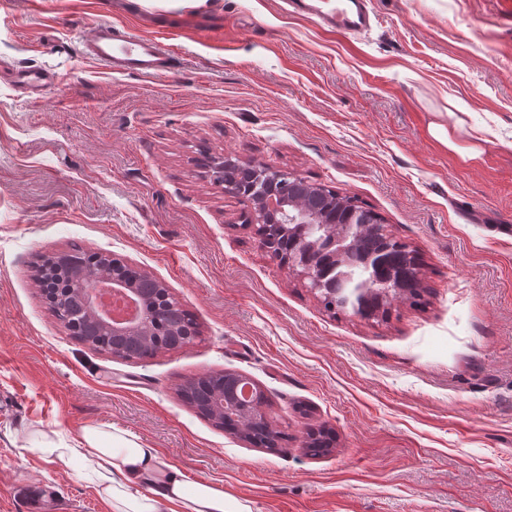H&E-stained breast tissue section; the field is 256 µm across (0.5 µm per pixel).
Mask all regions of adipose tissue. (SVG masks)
I'll list each match as a JSON object with an SVG mask.
<instances>
[{"label": "adipose tissue", "mask_w": 512, "mask_h": 512, "mask_svg": "<svg viewBox=\"0 0 512 512\" xmlns=\"http://www.w3.org/2000/svg\"><path fill=\"white\" fill-rule=\"evenodd\" d=\"M73 453L97 476L112 512H252L209 482L188 483L157 449L111 424L84 427Z\"/></svg>", "instance_id": "obj_1"}]
</instances>
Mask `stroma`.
Instances as JSON below:
<instances>
[{
  "instance_id": "35a3bbf8",
  "label": "stroma",
  "mask_w": 512,
  "mask_h": 512,
  "mask_svg": "<svg viewBox=\"0 0 512 512\" xmlns=\"http://www.w3.org/2000/svg\"><path fill=\"white\" fill-rule=\"evenodd\" d=\"M111 2L0 0V512H109L78 457L39 450L102 424L252 512H512V0H373L356 36L284 0L138 20ZM103 20L168 45L170 71L84 58ZM18 68L60 82L34 101ZM221 154L380 213L419 258L418 304L325 309L209 176ZM75 246L162 281L198 338L137 360L71 338L35 266ZM224 371L260 386L287 442L253 447L180 397ZM323 426L335 446L310 456Z\"/></svg>"
}]
</instances>
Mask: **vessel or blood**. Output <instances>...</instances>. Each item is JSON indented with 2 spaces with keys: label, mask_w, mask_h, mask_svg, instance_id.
I'll list each match as a JSON object with an SVG mask.
<instances>
[{
  "label": "vessel or blood",
  "mask_w": 512,
  "mask_h": 512,
  "mask_svg": "<svg viewBox=\"0 0 512 512\" xmlns=\"http://www.w3.org/2000/svg\"><path fill=\"white\" fill-rule=\"evenodd\" d=\"M288 6L290 13L318 18L324 29L339 34L354 35L371 27L368 0H288ZM81 52L112 72L126 75H163L172 61L169 48L157 38L117 23L96 24L84 39ZM17 77L41 91L57 83L52 73L40 70L24 69Z\"/></svg>",
  "instance_id": "obj_1"
}]
</instances>
